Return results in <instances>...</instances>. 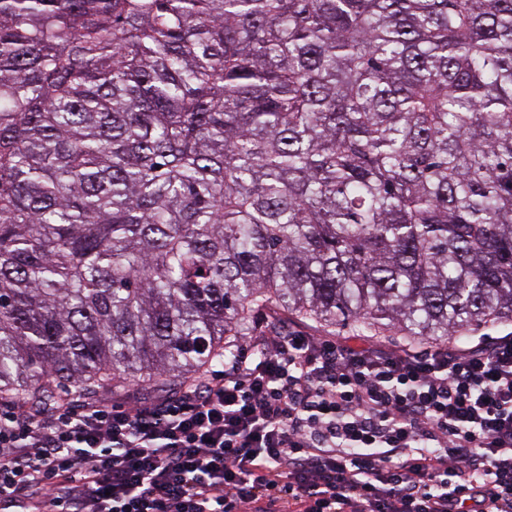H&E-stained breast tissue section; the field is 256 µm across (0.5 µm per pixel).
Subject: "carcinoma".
<instances>
[{
    "label": "carcinoma",
    "instance_id": "1",
    "mask_svg": "<svg viewBox=\"0 0 512 512\" xmlns=\"http://www.w3.org/2000/svg\"><path fill=\"white\" fill-rule=\"evenodd\" d=\"M269 309L512 321V0H0V402L183 384Z\"/></svg>",
    "mask_w": 512,
    "mask_h": 512
}]
</instances>
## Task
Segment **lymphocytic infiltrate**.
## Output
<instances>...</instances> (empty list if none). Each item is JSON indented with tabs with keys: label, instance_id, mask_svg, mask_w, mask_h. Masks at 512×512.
<instances>
[{
	"label": "lymphocytic infiltrate",
	"instance_id": "f902f5d3",
	"mask_svg": "<svg viewBox=\"0 0 512 512\" xmlns=\"http://www.w3.org/2000/svg\"><path fill=\"white\" fill-rule=\"evenodd\" d=\"M233 346L172 398L0 406V512H512V333Z\"/></svg>",
	"mask_w": 512,
	"mask_h": 512
}]
</instances>
